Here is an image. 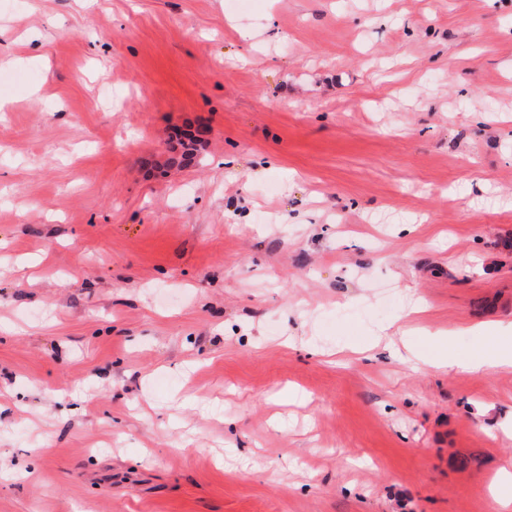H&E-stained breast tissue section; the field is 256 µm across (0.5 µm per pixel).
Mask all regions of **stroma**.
<instances>
[{"instance_id": "stroma-1", "label": "stroma", "mask_w": 512, "mask_h": 512, "mask_svg": "<svg viewBox=\"0 0 512 512\" xmlns=\"http://www.w3.org/2000/svg\"><path fill=\"white\" fill-rule=\"evenodd\" d=\"M511 322L512 0L0 8V512H499ZM496 347L492 350L477 351L471 355L460 357L440 354H426L410 349V352L424 363L436 368H461L470 371H485L502 365L512 364V323L511 336H494Z\"/></svg>"}]
</instances>
